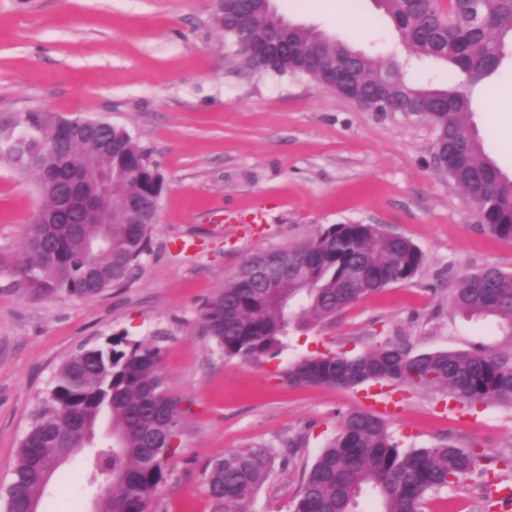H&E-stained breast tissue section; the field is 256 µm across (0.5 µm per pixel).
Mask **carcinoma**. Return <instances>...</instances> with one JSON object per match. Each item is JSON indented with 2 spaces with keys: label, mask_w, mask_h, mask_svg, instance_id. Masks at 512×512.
Returning a JSON list of instances; mask_svg holds the SVG:
<instances>
[{
  "label": "carcinoma",
  "mask_w": 512,
  "mask_h": 512,
  "mask_svg": "<svg viewBox=\"0 0 512 512\" xmlns=\"http://www.w3.org/2000/svg\"><path fill=\"white\" fill-rule=\"evenodd\" d=\"M404 49L432 58L463 80L434 88L409 81L408 61L376 59L314 28L280 25L266 0H223L215 27L241 66L274 74H299L345 94L372 112H409L433 128L438 169L463 190L479 224L490 235L512 240V179L483 151L471 128L473 92L512 57V0H377ZM23 139L6 159L19 173H34L47 215L58 208L49 175L59 160V128L52 112L17 114L0 123V140ZM98 137L67 144L71 167L87 157L112 172V208L120 219L105 225L92 214L73 213L80 224H29L16 267L20 287L35 297L90 299L129 284L153 247V216L129 211L127 202L148 201L163 189V177L148 152L117 126ZM284 259L305 272H277L279 287L268 290L257 269ZM424 257L409 239L373 224H332L286 247L247 257L199 310L202 332L227 357H275L293 327L336 316L358 299L413 279ZM471 317L492 316L512 337V272L495 266L463 276L450 295ZM156 340L112 334L82 348L56 374L21 439L6 512H29L49 492L46 474L58 457L87 448L89 483L101 488L95 512H146L166 481L179 426L177 400L160 368ZM285 378L293 386L347 388L375 381L393 386L434 388L467 410L487 400L512 404V353L486 347L467 352L414 354L402 341H385L348 357L329 353L300 360ZM267 446L210 460L203 483L213 512H248L276 459ZM473 474L503 483L512 475V454L486 457L475 448L451 444L403 450L384 417L370 411L343 416L340 431L316 457L292 501V512H358L370 491L381 512H421L426 498Z\"/></svg>",
  "instance_id": "cac0c4a2"
}]
</instances>
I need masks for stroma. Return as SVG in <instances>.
Wrapping results in <instances>:
<instances>
[{"label":"stroma","instance_id":"obj_1","mask_svg":"<svg viewBox=\"0 0 512 512\" xmlns=\"http://www.w3.org/2000/svg\"><path fill=\"white\" fill-rule=\"evenodd\" d=\"M287 20L377 57L396 52L373 0H274ZM210 0H0V114L45 109L125 128L164 178L153 250L123 288L92 299L36 298L15 274L35 180L0 160V512L19 443L58 369L74 352L123 333L160 334L161 367L179 399L177 450L147 512H212L204 462L231 450H297L275 465L250 512H291L302 477L383 388L292 386L305 358L362 353L386 338L412 352L508 350L497 318H470L449 299L460 277L512 272V242L489 235L460 187L434 165L429 123L369 112L300 75L237 67ZM471 122L485 154L512 177V61L473 93ZM331 224H374L411 240L420 273L320 324L292 330L274 358L225 357L198 324L205 299L242 261ZM402 449L449 443L512 453V405L461 411L442 393L384 388ZM80 459L56 473L40 512H92ZM423 512H483L477 478L428 496Z\"/></svg>","mask_w":512,"mask_h":512}]
</instances>
